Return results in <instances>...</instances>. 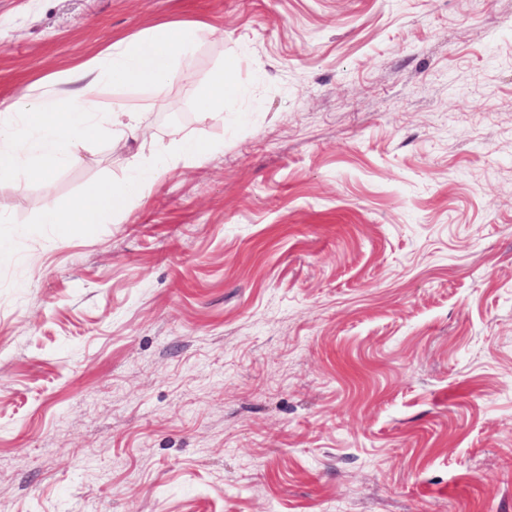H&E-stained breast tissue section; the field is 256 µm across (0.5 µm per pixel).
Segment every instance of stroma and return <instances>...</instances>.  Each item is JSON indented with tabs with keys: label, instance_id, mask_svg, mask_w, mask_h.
I'll list each match as a JSON object with an SVG mask.
<instances>
[{
	"label": "stroma",
	"instance_id": "1",
	"mask_svg": "<svg viewBox=\"0 0 512 512\" xmlns=\"http://www.w3.org/2000/svg\"><path fill=\"white\" fill-rule=\"evenodd\" d=\"M194 23L123 150L0 183V512H512V0H0V106ZM196 106L206 120L213 123L224 121V100L234 92L224 66L196 81ZM144 191L145 185L137 180L92 185L67 209H60L54 204L47 205L40 223L106 224L112 221V215L127 210L132 201Z\"/></svg>",
	"mask_w": 512,
	"mask_h": 512
}]
</instances>
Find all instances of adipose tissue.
Returning a JSON list of instances; mask_svg holds the SVG:
<instances>
[{
    "label": "adipose tissue",
    "instance_id": "obj_1",
    "mask_svg": "<svg viewBox=\"0 0 512 512\" xmlns=\"http://www.w3.org/2000/svg\"><path fill=\"white\" fill-rule=\"evenodd\" d=\"M209 34L205 26L168 27L132 41L119 40L57 73L59 95L18 96L7 106L14 120L0 119V181L48 180L51 168L75 163L86 143L103 134L114 147H125L127 135L141 128L140 109L121 99L103 107L104 95L115 85L159 92L172 79L187 77V58ZM233 91L226 69L216 70L197 80L196 106L206 120L223 121L224 100ZM144 191L136 180L93 185L69 208L47 205L40 221L106 224Z\"/></svg>",
    "mask_w": 512,
    "mask_h": 512
}]
</instances>
